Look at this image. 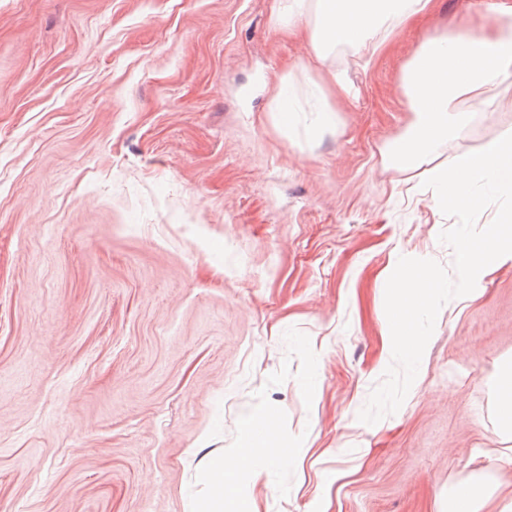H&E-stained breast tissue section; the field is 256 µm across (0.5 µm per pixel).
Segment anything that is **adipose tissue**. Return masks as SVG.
<instances>
[{
	"label": "adipose tissue",
	"instance_id": "adipose-tissue-1",
	"mask_svg": "<svg viewBox=\"0 0 512 512\" xmlns=\"http://www.w3.org/2000/svg\"><path fill=\"white\" fill-rule=\"evenodd\" d=\"M433 0H314L313 43L316 57L348 47L376 51L399 29L427 14ZM491 29L437 35L422 43L404 70V89L417 121L392 146L396 164L416 167L449 137L460 135L465 115L456 99H480L485 87L512 78V0H492ZM274 419L256 428L254 417L242 420L237 448L212 459L200 479L203 497L192 499L186 512H224L226 477L249 470L260 481L269 463L293 465L296 457L278 437Z\"/></svg>",
	"mask_w": 512,
	"mask_h": 512
}]
</instances>
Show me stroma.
<instances>
[{
  "label": "stroma",
  "mask_w": 512,
  "mask_h": 512,
  "mask_svg": "<svg viewBox=\"0 0 512 512\" xmlns=\"http://www.w3.org/2000/svg\"><path fill=\"white\" fill-rule=\"evenodd\" d=\"M490 25L435 0L320 61L277 0H0V512H185L248 412L299 464L224 512H446L465 481L497 512L512 261L442 307L400 409L358 419L399 258L453 265L429 168L512 129L511 79L395 165L404 68Z\"/></svg>",
  "instance_id": "obj_1"
}]
</instances>
